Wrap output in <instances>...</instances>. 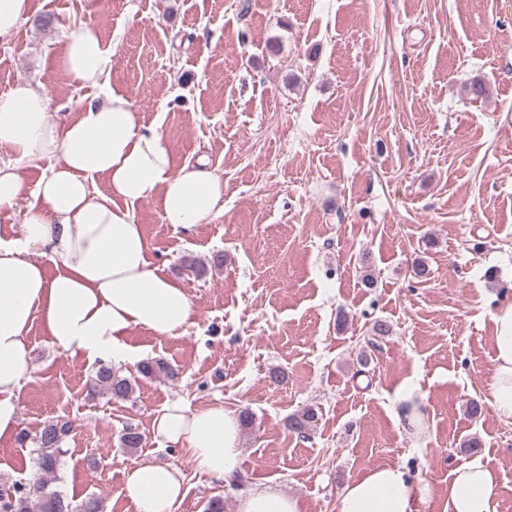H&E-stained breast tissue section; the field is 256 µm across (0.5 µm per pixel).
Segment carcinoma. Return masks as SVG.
Returning <instances> with one entry per match:
<instances>
[{"mask_svg":"<svg viewBox=\"0 0 512 512\" xmlns=\"http://www.w3.org/2000/svg\"><path fill=\"white\" fill-rule=\"evenodd\" d=\"M138 372L145 378H173L176 370L164 362H144ZM137 385L133 377L120 374L111 365L101 363L90 379L88 385L90 395L106 396L113 400H126ZM318 412L313 407H307L291 415L287 421L288 430L299 435L309 434ZM73 430V423L61 418L45 423L42 428L30 436L23 431L20 441H32L37 448L36 464L41 477L35 482L22 483L5 481L0 483V507L6 512H78V507L72 505L63 494L53 486L56 472L60 463L62 445ZM121 445L129 450L142 447L143 436L136 429L127 426L120 436Z\"/></svg>","mask_w":512,"mask_h":512,"instance_id":"1","label":"carcinoma"}]
</instances>
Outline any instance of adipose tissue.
<instances>
[{
	"label": "adipose tissue",
	"instance_id": "obj_1",
	"mask_svg": "<svg viewBox=\"0 0 512 512\" xmlns=\"http://www.w3.org/2000/svg\"><path fill=\"white\" fill-rule=\"evenodd\" d=\"M112 50L94 24L66 43L62 63L93 97L76 100V119H49L50 97L26 84L0 95V148L14 163L0 164V212L25 192L20 163L51 165L38 180L24 214L21 236L0 237V436L19 430L18 402L33 370L28 332L41 320L60 351L87 362L123 361L132 353L127 332L159 335L189 323L194 309L184 289L148 258L149 246L134 220L136 205L160 196L166 223L203 224L223 208L224 182L205 164L176 166L157 128L145 126L129 96L102 87ZM105 177L107 191L95 186ZM43 248L56 267L47 275L34 260ZM495 355L488 401L512 418V303L493 314ZM155 440L184 449L195 469L235 485L241 470L240 423L234 411L200 410L176 401L156 412ZM123 493L138 512H173L184 495V475L173 463L144 462L125 474ZM399 465L373 468L349 481L332 512H417L429 495ZM496 474L482 464L455 468L444 512H493ZM235 512H301L299 500L276 488L250 487L236 495Z\"/></svg>",
	"mask_w": 512,
	"mask_h": 512
}]
</instances>
